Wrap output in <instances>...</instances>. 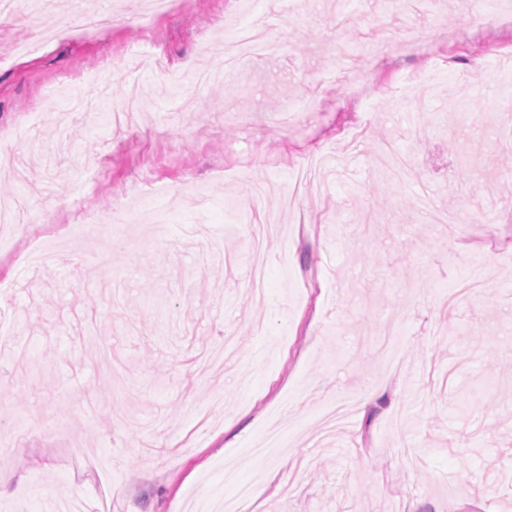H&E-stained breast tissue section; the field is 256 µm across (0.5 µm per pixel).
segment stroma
<instances>
[{
	"label": "stroma",
	"mask_w": 512,
	"mask_h": 512,
	"mask_svg": "<svg viewBox=\"0 0 512 512\" xmlns=\"http://www.w3.org/2000/svg\"><path fill=\"white\" fill-rule=\"evenodd\" d=\"M90 2L120 23L82 30ZM511 11L65 0L0 23L22 51L0 60V131L36 116L22 179L0 173V202L29 200L0 226V430L25 424L0 471L31 489L0 512H213L263 481L248 512H512ZM139 41L181 85L127 60ZM105 58L108 101L83 80ZM426 199L466 212L456 236ZM106 202L111 268L86 270L87 234L20 262ZM345 397L354 418L312 442ZM281 414L280 453L246 458Z\"/></svg>",
	"instance_id": "stroma-1"
}]
</instances>
